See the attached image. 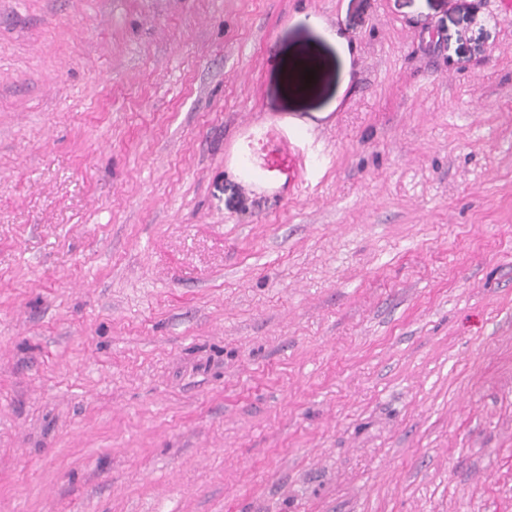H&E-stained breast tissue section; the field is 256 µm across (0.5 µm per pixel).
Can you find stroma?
<instances>
[{
    "mask_svg": "<svg viewBox=\"0 0 512 512\" xmlns=\"http://www.w3.org/2000/svg\"><path fill=\"white\" fill-rule=\"evenodd\" d=\"M0 512H512L504 0H0ZM275 140L280 142V147L269 151V145ZM305 140L299 130L255 126L236 150L240 174L250 182H265L284 175L288 185L298 184L306 166L299 150Z\"/></svg>",
    "mask_w": 512,
    "mask_h": 512,
    "instance_id": "1",
    "label": "stroma"
}]
</instances>
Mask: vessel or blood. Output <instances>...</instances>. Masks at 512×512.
Wrapping results in <instances>:
<instances>
[{
	"label": "vessel or blood",
	"mask_w": 512,
	"mask_h": 512,
	"mask_svg": "<svg viewBox=\"0 0 512 512\" xmlns=\"http://www.w3.org/2000/svg\"><path fill=\"white\" fill-rule=\"evenodd\" d=\"M304 140L298 130L254 127L236 150L240 174L251 182H265L281 175L290 184L299 183L305 169V157L300 152Z\"/></svg>",
	"instance_id": "b4317fda"
}]
</instances>
